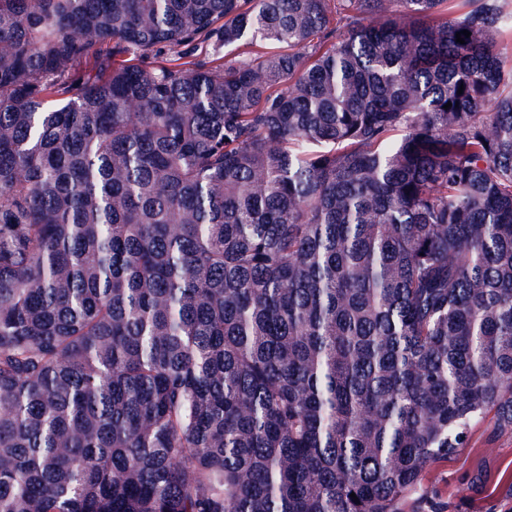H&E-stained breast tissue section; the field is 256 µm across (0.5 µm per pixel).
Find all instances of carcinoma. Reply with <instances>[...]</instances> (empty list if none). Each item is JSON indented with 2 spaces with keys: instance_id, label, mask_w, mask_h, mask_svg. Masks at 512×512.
Instances as JSON below:
<instances>
[{
  "instance_id": "1",
  "label": "carcinoma",
  "mask_w": 512,
  "mask_h": 512,
  "mask_svg": "<svg viewBox=\"0 0 512 512\" xmlns=\"http://www.w3.org/2000/svg\"><path fill=\"white\" fill-rule=\"evenodd\" d=\"M505 45L512 0H0V512H448L512 433ZM479 468L491 471L493 481L477 491L467 479ZM424 484L450 504L448 512H508L512 508V498L506 497L512 485V433L496 431L488 416L470 430L466 448L432 465Z\"/></svg>"
}]
</instances>
